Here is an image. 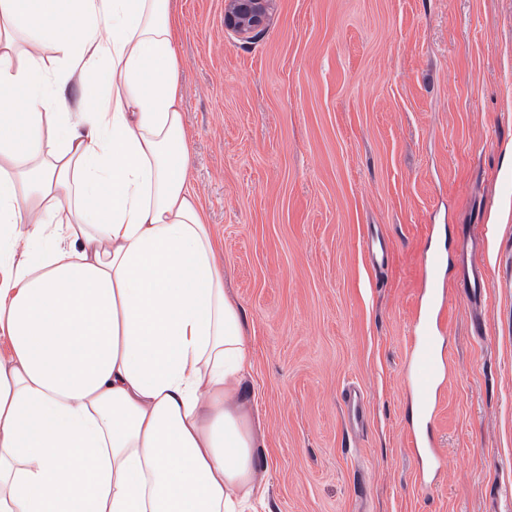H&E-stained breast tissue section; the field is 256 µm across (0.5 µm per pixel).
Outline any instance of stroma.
Here are the masks:
<instances>
[{"label":"stroma","instance_id":"obj_1","mask_svg":"<svg viewBox=\"0 0 512 512\" xmlns=\"http://www.w3.org/2000/svg\"><path fill=\"white\" fill-rule=\"evenodd\" d=\"M171 4L190 184L252 352L259 512H512V0H272L248 40L224 0ZM471 224L493 233L463 244ZM430 248L449 259L454 374L434 422L445 465L424 486L405 338ZM466 257L488 272L478 304ZM344 404L350 426L359 429L365 421V401L360 386L354 382L349 383L343 392Z\"/></svg>","mask_w":512,"mask_h":512}]
</instances>
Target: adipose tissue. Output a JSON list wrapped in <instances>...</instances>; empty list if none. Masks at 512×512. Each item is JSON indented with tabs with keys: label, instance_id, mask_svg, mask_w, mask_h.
Here are the masks:
<instances>
[{
	"label": "adipose tissue",
	"instance_id": "1",
	"mask_svg": "<svg viewBox=\"0 0 512 512\" xmlns=\"http://www.w3.org/2000/svg\"><path fill=\"white\" fill-rule=\"evenodd\" d=\"M178 28L170 0H0V512H244L256 488Z\"/></svg>",
	"mask_w": 512,
	"mask_h": 512
}]
</instances>
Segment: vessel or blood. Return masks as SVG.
Instances as JSON below:
<instances>
[{"label": "vessel or blood", "instance_id": "vessel-or-blood-1", "mask_svg": "<svg viewBox=\"0 0 512 512\" xmlns=\"http://www.w3.org/2000/svg\"><path fill=\"white\" fill-rule=\"evenodd\" d=\"M444 263L441 254H427L420 305L413 317L412 334L406 339V383L416 408V424L408 432V446L420 464L419 476L423 479L436 475L445 464L432 434L436 409L450 379V365L443 349L447 299L442 278ZM462 282L473 298L484 297L488 292L487 272L482 266L463 264ZM343 395L350 426L355 429L362 427L365 401L360 386L349 383Z\"/></svg>", "mask_w": 512, "mask_h": 512}]
</instances>
